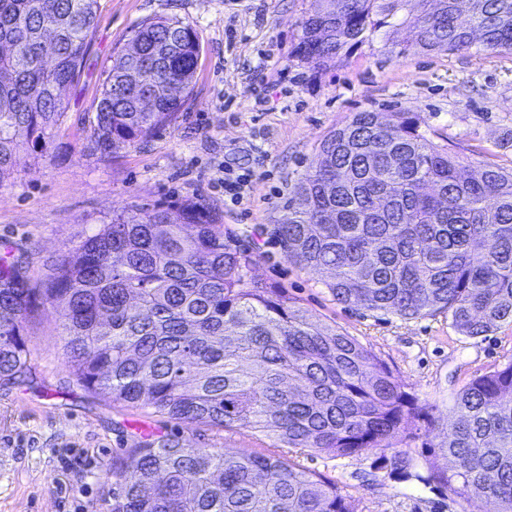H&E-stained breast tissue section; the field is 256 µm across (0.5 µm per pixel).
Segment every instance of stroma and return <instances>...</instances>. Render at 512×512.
I'll list each match as a JSON object with an SVG mask.
<instances>
[{
	"instance_id": "35a3bbf8",
	"label": "stroma",
	"mask_w": 512,
	"mask_h": 512,
	"mask_svg": "<svg viewBox=\"0 0 512 512\" xmlns=\"http://www.w3.org/2000/svg\"><path fill=\"white\" fill-rule=\"evenodd\" d=\"M98 5L85 75L65 95V128L46 157L20 153L13 179L0 184V256L40 288L69 248L113 212L203 199L253 248L254 276L286 288L316 318L357 337L433 408V425L408 448L414 478L392 473L390 448L305 455L301 464L335 482L356 512H464V503L427 476L431 467L448 466L442 429L454 394L512 356V324L468 339L441 316L404 321L339 303L326 275L290 263L265 229L281 222L319 143L356 112L409 113L449 153L512 168V53L409 49L406 28L384 27L318 72L293 53L317 0ZM151 17H177L195 31L201 54L191 90L174 125L134 147L100 154L92 109L98 74L126 46L131 28ZM245 169L254 172L252 193L228 205L213 185ZM64 321L60 310L35 313L29 371L0 380V512H107L106 475L123 449L141 441L259 451L251 436L190 427L84 390L62 351Z\"/></svg>"
}]
</instances>
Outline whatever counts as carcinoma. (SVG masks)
Listing matches in <instances>:
<instances>
[{
  "instance_id": "1",
  "label": "carcinoma",
  "mask_w": 512,
  "mask_h": 512,
  "mask_svg": "<svg viewBox=\"0 0 512 512\" xmlns=\"http://www.w3.org/2000/svg\"><path fill=\"white\" fill-rule=\"evenodd\" d=\"M401 18L410 46L465 53L512 51V0H321L294 55L314 70L340 61L377 27ZM98 0H0V184L18 153L45 156L67 111L57 87L80 83ZM133 60L119 51L100 72L93 102L104 155L177 122L201 52L177 17L132 28ZM267 230L288 260L328 270L336 301L404 320L448 315L475 339L512 324V170L457 157L418 119L357 112L317 148ZM255 258L201 200L112 214L34 288L0 258V379L28 370L26 333L40 308H63V352L88 392L190 426L246 432L265 453L228 454L178 440L139 442L112 465L108 512H355L351 498L303 467L302 455L398 449L433 408L373 351L252 274ZM442 447L455 467L429 479L466 512H512V359L478 375L449 406Z\"/></svg>"
}]
</instances>
